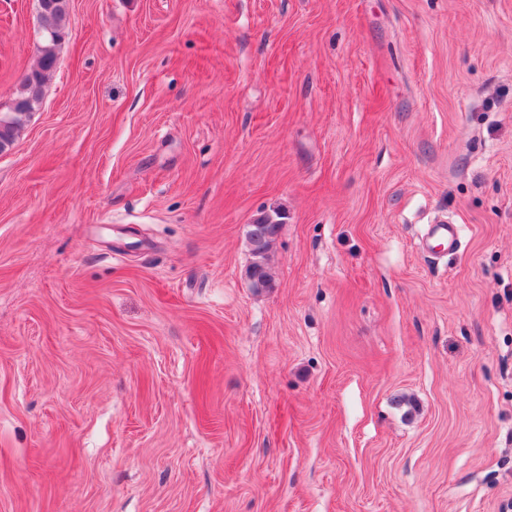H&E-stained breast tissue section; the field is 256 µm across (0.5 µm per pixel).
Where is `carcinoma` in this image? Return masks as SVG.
<instances>
[{
  "label": "carcinoma",
  "instance_id": "cac0c4a2",
  "mask_svg": "<svg viewBox=\"0 0 512 512\" xmlns=\"http://www.w3.org/2000/svg\"><path fill=\"white\" fill-rule=\"evenodd\" d=\"M49 6L39 14L41 40L38 46V61L22 77L13 97L18 108L9 109L6 116L0 115V152L13 144L20 127V116L36 110L41 102L42 89L56 69L57 48L68 36L66 19L69 0H48ZM281 224L273 225L260 218L249 225L246 239L254 261L247 269V276L255 288L268 287L271 276L267 266L269 252L280 231Z\"/></svg>",
  "mask_w": 512,
  "mask_h": 512
}]
</instances>
